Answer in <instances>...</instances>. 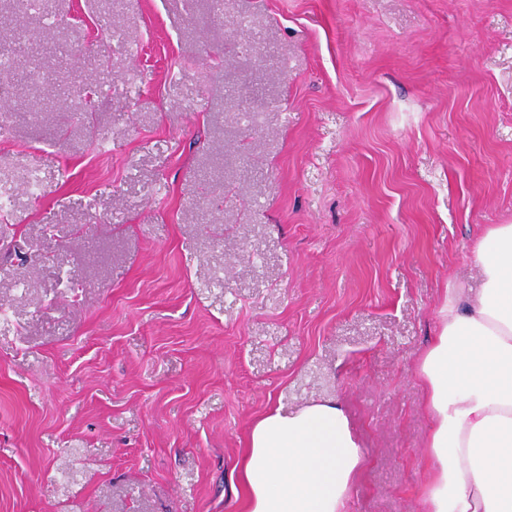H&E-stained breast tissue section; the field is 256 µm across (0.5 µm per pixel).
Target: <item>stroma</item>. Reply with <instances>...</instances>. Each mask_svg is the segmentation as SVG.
<instances>
[{
	"label": "stroma",
	"instance_id": "stroma-1",
	"mask_svg": "<svg viewBox=\"0 0 512 512\" xmlns=\"http://www.w3.org/2000/svg\"><path fill=\"white\" fill-rule=\"evenodd\" d=\"M0 47V512H242L251 424L318 398L347 512H425L417 362L512 224V0H0Z\"/></svg>",
	"mask_w": 512,
	"mask_h": 512
}]
</instances>
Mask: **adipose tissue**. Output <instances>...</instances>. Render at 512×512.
<instances>
[{"instance_id": "obj_1", "label": "adipose tissue", "mask_w": 512, "mask_h": 512, "mask_svg": "<svg viewBox=\"0 0 512 512\" xmlns=\"http://www.w3.org/2000/svg\"><path fill=\"white\" fill-rule=\"evenodd\" d=\"M478 292L449 289L417 365L430 420L428 512H512V224L477 242ZM365 465L345 406L274 407L233 470L243 512H347Z\"/></svg>"}]
</instances>
